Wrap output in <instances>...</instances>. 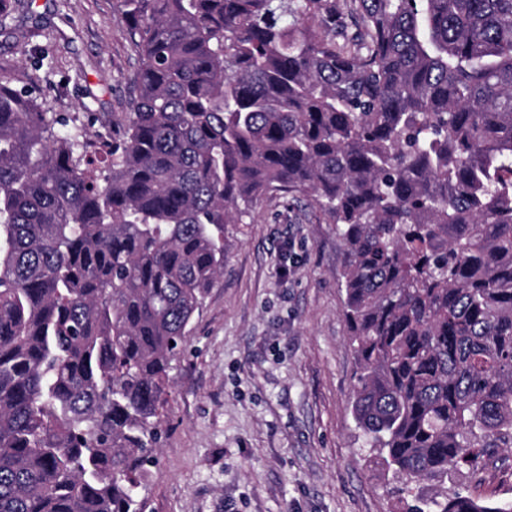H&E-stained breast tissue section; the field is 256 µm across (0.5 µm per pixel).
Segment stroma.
<instances>
[{"mask_svg":"<svg viewBox=\"0 0 512 512\" xmlns=\"http://www.w3.org/2000/svg\"><path fill=\"white\" fill-rule=\"evenodd\" d=\"M22 2L0 31V76L95 135L120 132L135 58L115 0ZM224 243V273L172 363L145 512H390L397 481L369 464L352 415L335 225L306 198L276 197L225 225ZM445 485L510 501L512 453Z\"/></svg>","mask_w":512,"mask_h":512,"instance_id":"35a3bbf8","label":"stroma"}]
</instances>
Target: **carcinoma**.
Instances as JSON below:
<instances>
[{
    "label": "carcinoma",
    "instance_id": "carcinoma-1",
    "mask_svg": "<svg viewBox=\"0 0 512 512\" xmlns=\"http://www.w3.org/2000/svg\"><path fill=\"white\" fill-rule=\"evenodd\" d=\"M119 136L0 78V512H143L224 225L303 194L346 247L353 412L394 512L512 448V0H116Z\"/></svg>",
    "mask_w": 512,
    "mask_h": 512
}]
</instances>
